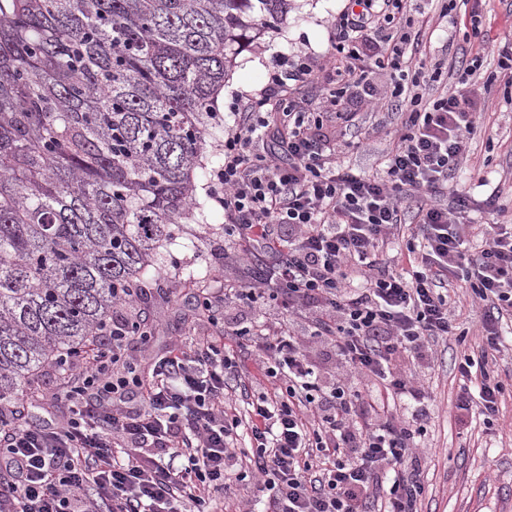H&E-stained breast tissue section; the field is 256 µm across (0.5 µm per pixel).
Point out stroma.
I'll return each mask as SVG.
<instances>
[{
    "label": "stroma",
    "mask_w": 512,
    "mask_h": 512,
    "mask_svg": "<svg viewBox=\"0 0 512 512\" xmlns=\"http://www.w3.org/2000/svg\"><path fill=\"white\" fill-rule=\"evenodd\" d=\"M345 5L346 0H293L287 22L237 57L224 84V95L218 100L221 128H230L234 122V96L260 91L283 56L305 54L322 63L318 79L290 83L286 93L287 98L310 110L322 111L339 81L336 69L328 63L332 53L330 24ZM420 8L428 57L447 58L449 71H456L472 50L461 30L465 13H458L456 24L451 25L440 16L439 0H422ZM450 44L456 49L451 57L446 54ZM389 81L388 72L373 73L367 90L351 93L354 126L330 125L338 142L356 144L355 149L344 153L345 164L369 175L382 174L386 134L401 122L399 107L375 108L369 104ZM477 95L485 102V112L451 183L467 187L478 200L485 199L491 189H498L506 204L512 202V105L504 101L499 84L488 91L478 90ZM196 197L205 202L204 213L197 215L194 223L175 225L173 240L157 251V272L145 281L148 293L139 306L148 316L151 335L145 341L133 340L129 348L146 374L166 351L189 347L198 337L210 333V316L197 308L201 288H220L239 277L236 266L220 263L221 254L234 252L236 245L224 235V213L211 202L207 180L198 181ZM214 317L232 325L286 322L296 330L306 323L302 315L251 310L231 301L216 307ZM459 352L454 341L439 342L426 381L433 412L418 440L423 454L417 466L424 486L418 508L420 512H512V351L505 352L496 365L505 387L497 420L489 427L482 420H474L465 433L459 430L453 408L459 390L454 360Z\"/></svg>",
    "instance_id": "1"
}]
</instances>
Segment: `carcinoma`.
<instances>
[{"label":"carcinoma","instance_id":"carcinoma-1","mask_svg":"<svg viewBox=\"0 0 512 512\" xmlns=\"http://www.w3.org/2000/svg\"><path fill=\"white\" fill-rule=\"evenodd\" d=\"M291 0H0V401L81 356L192 218L236 57Z\"/></svg>","mask_w":512,"mask_h":512}]
</instances>
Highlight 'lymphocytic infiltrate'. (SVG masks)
I'll use <instances>...</instances> for the list:
<instances>
[{"instance_id":"obj_1","label":"lymphocytic infiltrate","mask_w":512,"mask_h":512,"mask_svg":"<svg viewBox=\"0 0 512 512\" xmlns=\"http://www.w3.org/2000/svg\"><path fill=\"white\" fill-rule=\"evenodd\" d=\"M332 28L346 88L364 83L370 67L390 73L388 99L402 122L384 174L345 166L322 113L303 105L289 103L271 130V94L314 81L318 70L306 55L279 61L267 93L238 110L210 178L224 233L239 246L236 263L264 256L270 273L198 299L205 312L223 296L304 311L307 329L217 321L211 335L159 358L144 376L128 353L133 321L116 316L93 351L69 362L66 385L38 398L68 401L63 423L29 424L0 403V512H215V495L250 477L267 492L265 512H418L422 484L397 467L417 455L429 415L423 373L440 337L462 346L454 362L460 424L496 418L505 388L488 364L503 350V319L512 320V224L502 223L507 207L494 192L483 204L495 222L472 225L474 199L449 189L448 178L477 129L470 79L481 72L491 86L511 70L512 38L497 49L498 71L484 72L473 56L456 89L436 93L441 63L426 73L409 57L423 44L409 0H349ZM411 202L417 232L399 269L383 246ZM471 225L482 238L475 249ZM455 281L487 307L476 353L450 315L446 289ZM245 340L274 395L254 393L241 371L234 347ZM314 344L334 356L332 372L313 363ZM233 380L247 416L224 408Z\"/></svg>"}]
</instances>
